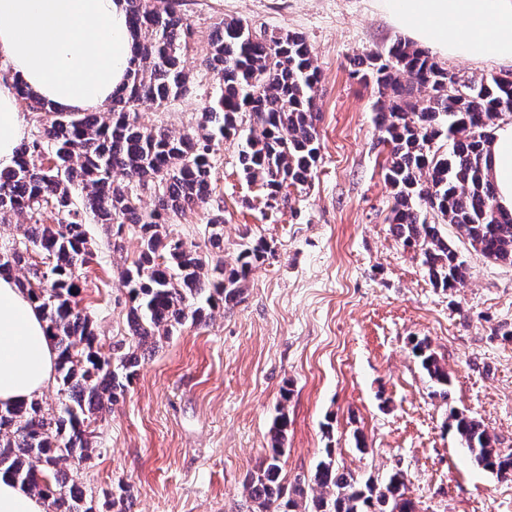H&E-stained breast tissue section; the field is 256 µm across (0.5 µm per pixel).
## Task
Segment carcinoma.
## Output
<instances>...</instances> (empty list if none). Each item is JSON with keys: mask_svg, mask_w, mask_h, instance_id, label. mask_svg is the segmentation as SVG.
Masks as SVG:
<instances>
[{"mask_svg": "<svg viewBox=\"0 0 512 512\" xmlns=\"http://www.w3.org/2000/svg\"><path fill=\"white\" fill-rule=\"evenodd\" d=\"M125 2L137 39L134 63L106 112H59L0 71V81L13 85L39 123L38 135L18 147L14 167L0 172V223L27 220L17 225L21 239L0 243V274L28 271L18 284L36 303L57 349L59 393L56 405L37 398L0 405V475L42 497L48 512H126L131 486L102 491L98 511L72 470L95 455L98 417L124 397L161 340L237 306L266 257L267 244L250 239L239 244L234 264L224 262L219 203L207 221L210 251L168 231L186 211L210 205L218 147L240 140L241 174L268 202L307 185L320 158L321 70L302 34L269 35L241 19H218L203 59L216 86L196 126L174 133L142 125L138 109L163 110L192 93L190 75L180 67L198 40L187 14L190 0ZM350 67L378 93L373 112L387 148L389 230L420 254L433 286L452 290L471 276L442 224L454 227L477 255L512 265V213L495 205L487 174L495 122L512 112V77L465 80L402 39L350 59ZM440 139L443 149L434 147ZM426 209L439 223H428ZM89 214L110 229L115 248L129 224L140 238L138 255L121 273L130 304L126 338L106 352L89 308L80 306L95 256ZM32 252L41 262H31ZM412 353L441 386L439 395L448 397V370L430 343L416 341ZM290 394L283 388L268 453L244 484L250 512H416L402 474L381 486L361 482L336 466L329 447L310 478L317 494L306 497L299 483L286 486L280 474ZM452 418L473 465L500 475L512 470V448L500 447L481 421Z\"/></svg>", "mask_w": 512, "mask_h": 512, "instance_id": "cac0c4a2", "label": "carcinoma"}]
</instances>
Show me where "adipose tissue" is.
I'll list each match as a JSON object with an SVG mask.
<instances>
[{
    "instance_id": "obj_1",
    "label": "adipose tissue",
    "mask_w": 512,
    "mask_h": 512,
    "mask_svg": "<svg viewBox=\"0 0 512 512\" xmlns=\"http://www.w3.org/2000/svg\"><path fill=\"white\" fill-rule=\"evenodd\" d=\"M419 46L475 63L512 67V0H379ZM124 0H0V65L63 111H99L134 55ZM26 134L10 85L0 83V170ZM490 173L512 212V123L494 133ZM57 354L46 323L12 277L0 275V402L32 399L55 382Z\"/></svg>"
}]
</instances>
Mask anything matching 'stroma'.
Listing matches in <instances>:
<instances>
[{"mask_svg": "<svg viewBox=\"0 0 512 512\" xmlns=\"http://www.w3.org/2000/svg\"><path fill=\"white\" fill-rule=\"evenodd\" d=\"M188 15L198 37L185 62L193 92L162 111L141 107V123L177 133L196 123L214 83L203 64L208 34L217 19L239 18L309 43L322 71L320 160L305 189L269 208L239 172L238 141L216 152L225 259L243 235L272 253L250 274L241 303L208 326L183 327L147 357L99 423L83 488L131 485L130 512H248L243 484L283 402L284 483L310 478L331 447L359 479L401 472L417 512H512V473L473 466L451 419L455 411L478 417L512 448V340L495 334L512 326V266L459 243L472 277L451 291L431 284L419 255L389 231L376 95L350 73V58L387 49L399 31L377 0H191ZM89 233L96 257L83 297L109 343L126 332L120 270L139 239L125 230L119 253L104 225ZM422 338L448 370L447 397L411 352Z\"/></svg>", "mask_w": 512, "mask_h": 512, "instance_id": "stroma-1", "label": "stroma"}]
</instances>
